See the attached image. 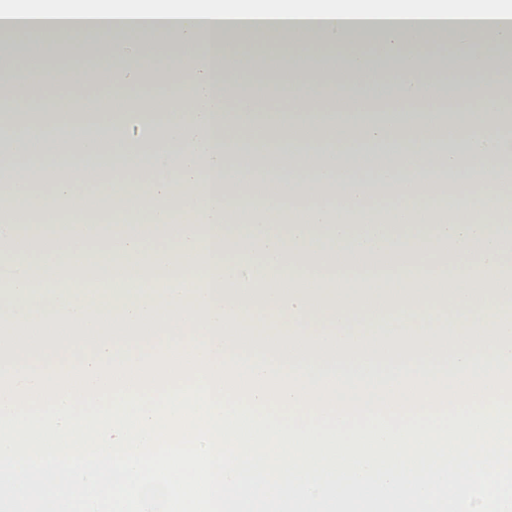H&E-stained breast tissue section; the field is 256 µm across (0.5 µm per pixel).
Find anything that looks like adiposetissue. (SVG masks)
<instances>
[{
  "label": "adipose tissue",
  "mask_w": 512,
  "mask_h": 512,
  "mask_svg": "<svg viewBox=\"0 0 512 512\" xmlns=\"http://www.w3.org/2000/svg\"><path fill=\"white\" fill-rule=\"evenodd\" d=\"M27 35L46 107L21 134H0L12 216L0 248L22 232L39 250L10 263L0 320H92L245 333H425L512 328V100L492 48L512 44L498 11L430 0L371 13L256 15L156 23L0 25ZM447 42L449 55L428 54ZM96 45L108 77L78 107L66 76ZM176 63L151 86L148 45ZM233 60V90L213 61ZM467 56L470 68L449 67ZM21 159H38L50 196ZM454 194L431 196L438 176ZM93 184L116 217L155 202L146 224L113 233L80 212L37 219ZM327 186L334 198L315 202ZM389 191L376 203L373 187ZM177 197L181 215L158 208ZM94 274L110 298L57 287ZM449 303L452 314L437 309Z\"/></svg>",
  "instance_id": "obj_1"
}]
</instances>
